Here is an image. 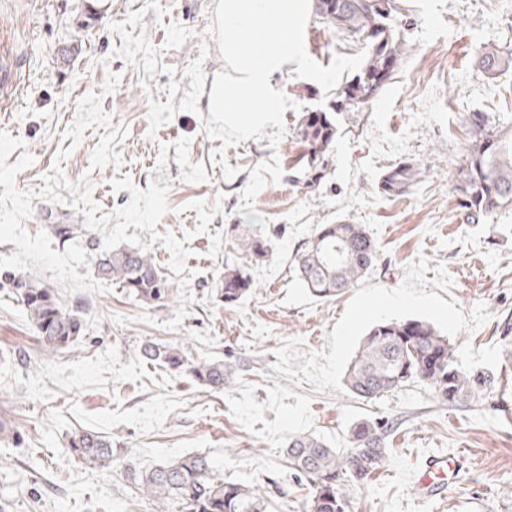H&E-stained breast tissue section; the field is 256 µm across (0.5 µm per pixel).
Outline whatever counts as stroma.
I'll return each mask as SVG.
<instances>
[{"label":"stroma","instance_id":"35a3bbf8","mask_svg":"<svg viewBox=\"0 0 512 512\" xmlns=\"http://www.w3.org/2000/svg\"><path fill=\"white\" fill-rule=\"evenodd\" d=\"M164 17L147 0H0V48L17 58L22 71L19 103L0 116V130L18 138L35 158L15 186L40 191L53 164L65 178L86 182L102 213L126 206L131 194L113 190L111 179L131 177L140 189L150 181L168 185L169 210L157 232L182 235L196 275L187 317L178 330L164 328L179 304L135 300L124 288L105 294L65 296L83 301L89 332L83 341L44 356L31 321L15 296L0 291V420L20 434L0 442V504L6 512H152L125 475L126 465L151 468L192 453L207 454L225 479L258 486L272 500L271 512H303L310 487L284 462L289 436L311 434L346 448L348 433L363 419L385 418L394 427L389 455L371 479L354 488L350 512H512V351L502 340L512 327V210L486 224L465 220L450 174L466 153L465 117L470 112L512 113V69L496 76L477 64L481 46L512 49V0H412L406 24L409 51L404 67L379 96L356 110L337 111L335 96L295 75V64L274 83L302 111L286 110L287 132L270 148L262 140L224 148L209 139L199 113H177L148 138L150 101L167 102L170 82L189 91L183 70L200 58L198 38L215 19L218 0H159ZM143 12V27L154 46L176 22L194 35L182 48L165 50L159 64L175 75L147 78L142 67L113 57L123 40L116 32L130 13ZM81 43V52L61 61L62 47ZM205 87L224 69L218 44L208 39ZM308 55L329 66L335 55H356V47L310 16L304 32ZM120 82L103 88L109 74ZM103 98L113 124L127 127L113 151L121 168L91 169V154L102 129L85 130L79 146L65 132L77 102ZM330 112L336 140L324 160V177L309 184L297 175L304 146L296 135L303 112ZM68 150L57 161L60 150ZM278 158L283 177L254 199L255 212L274 235V255L253 266L255 286L240 304L224 306L217 296L224 267L239 263L231 242L210 257L217 231L244 223L241 193L251 170ZM411 159L422 175L413 190L388 197L378 189L381 172ZM236 174L227 179L224 166ZM222 212L196 233L192 201ZM349 220L365 225L378 259L359 284L342 296L320 301L298 281L292 256L316 225ZM392 297L396 304L380 310ZM156 318L140 323L139 315ZM125 317L127 325L116 324ZM422 319L448 337L459 364L489 376L491 387L469 404L439 402L415 382L372 402L354 399L343 385L345 371L372 323ZM148 341L177 345L194 360L231 358L239 365L231 386L216 392L189 372L144 362ZM92 430L111 436L114 463L92 468L70 454L69 435ZM432 454L454 457L458 476L442 498L417 499L413 478Z\"/></svg>","mask_w":512,"mask_h":512}]
</instances>
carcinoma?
I'll list each match as a JSON object with an SVG mask.
<instances>
[{
  "mask_svg": "<svg viewBox=\"0 0 512 512\" xmlns=\"http://www.w3.org/2000/svg\"><path fill=\"white\" fill-rule=\"evenodd\" d=\"M405 0H314L322 23L336 29L347 42L367 44L358 72L336 92L338 102L358 108L376 98L407 58L406 32L400 17ZM480 70L495 75L512 67V54L488 43L480 51ZM469 136L465 159L457 170L453 192L469 223H480L499 210L512 207V116L472 112L466 117ZM336 125L325 112L303 116L299 127L310 170L323 169L324 156L336 137ZM421 178L419 165L401 160L382 172L378 185L389 196L408 193ZM56 239L68 243L85 238L95 267L103 278L119 284L136 300L155 305L170 296L168 279L152 255L135 247L104 251L81 224H53ZM235 248L246 259L224 267V285L218 289L226 306L247 298L255 287L250 263L260 264L273 256L272 240L235 225ZM377 259V248L362 224L340 221L318 224L296 251L298 278L308 293L329 300L355 287ZM0 288L20 301L35 327L46 355L73 348L86 336L84 310L64 306L57 291L23 274L0 271ZM141 357L151 364L173 369L189 366L202 386L222 390L229 386L237 365L231 359L189 362L179 347L152 341L142 344ZM420 381L438 400L462 406L475 399L486 379L461 367L447 337L431 323L419 319L378 322L363 337L349 363L344 384L357 399L370 402ZM388 420L356 422L349 430L348 448L340 451L311 435L289 437L288 468L311 491L306 512H348L352 488L380 470L387 455ZM70 454L82 463L112 467V437L95 431H78L68 441ZM142 498L153 512H270V500L261 490L242 482L226 481L215 474L211 460L193 454L154 469L126 468Z\"/></svg>",
  "mask_w": 512,
  "mask_h": 512,
  "instance_id": "carcinoma-1",
  "label": "carcinoma"
}]
</instances>
